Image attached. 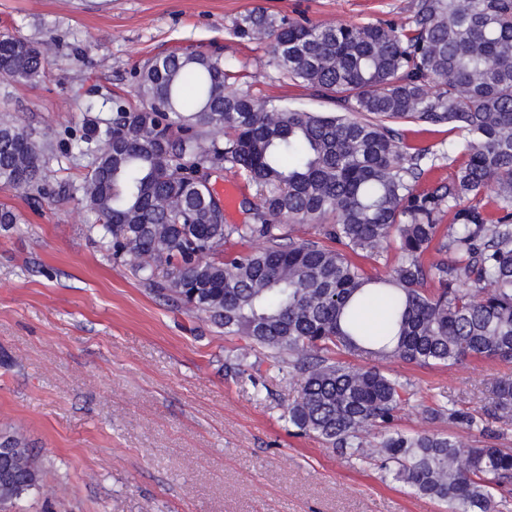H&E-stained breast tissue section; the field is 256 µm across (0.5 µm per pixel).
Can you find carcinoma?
<instances>
[{
  "label": "carcinoma",
  "instance_id": "carcinoma-1",
  "mask_svg": "<svg viewBox=\"0 0 512 512\" xmlns=\"http://www.w3.org/2000/svg\"><path fill=\"white\" fill-rule=\"evenodd\" d=\"M239 39L265 43L280 76L335 105L276 104L239 85L222 53L156 55L132 106L116 97L104 133L75 141L89 157L76 188L95 214L100 249L142 285L241 337L229 372L291 369L300 392L288 425L445 512H500L512 500V448L490 417L512 416V379L483 412L456 404L424 419L483 438L396 427L413 384L382 368L512 359V0H415L405 27L242 15ZM38 45L0 33V82H40ZM446 126L448 150L408 146L400 123ZM459 151L446 182H420ZM52 158L45 133L0 118V185L40 191ZM230 169L255 188L250 224L224 223L210 186ZM498 185L484 200L486 185ZM306 224L315 236L297 235ZM244 249H236L237 245ZM395 260L370 273L359 259ZM385 304L378 329L362 311ZM372 359L363 366L358 361ZM43 486L33 449L0 436V506Z\"/></svg>",
  "mask_w": 512,
  "mask_h": 512
}]
</instances>
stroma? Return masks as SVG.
Instances as JSON below:
<instances>
[{"mask_svg": "<svg viewBox=\"0 0 512 512\" xmlns=\"http://www.w3.org/2000/svg\"><path fill=\"white\" fill-rule=\"evenodd\" d=\"M412 3L0 0V33L37 42L49 62L41 82L9 86L8 109L48 131L54 155L44 193L0 186V205L20 217L0 227V432L22 435L44 467L42 492L20 512H443L378 469L291 435L283 414L297 378L265 367L225 374L236 340L150 294L100 250L96 219L74 191L85 163L65 156L70 137L105 129L113 96H128L149 58L175 50L223 51L251 74L253 93L329 110L314 90L280 78L266 45L233 37L235 22L259 4L404 26ZM385 369L417 389L399 427L444 432L423 406L483 411L512 362Z\"/></svg>", "mask_w": 512, "mask_h": 512, "instance_id": "1", "label": "stroma"}]
</instances>
